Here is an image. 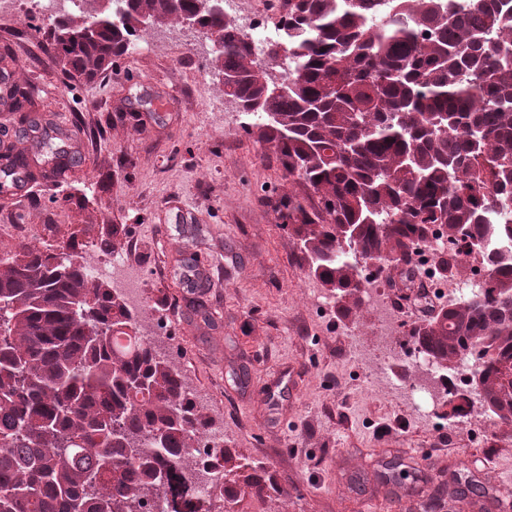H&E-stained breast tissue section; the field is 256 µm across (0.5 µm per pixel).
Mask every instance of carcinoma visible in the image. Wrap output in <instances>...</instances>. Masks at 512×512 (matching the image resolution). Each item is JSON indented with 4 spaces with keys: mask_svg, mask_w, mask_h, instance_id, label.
Returning <instances> with one entry per match:
<instances>
[{
    "mask_svg": "<svg viewBox=\"0 0 512 512\" xmlns=\"http://www.w3.org/2000/svg\"><path fill=\"white\" fill-rule=\"evenodd\" d=\"M127 2L117 17L54 20L50 52L65 76L112 67L142 15L162 26L195 9ZM198 23L220 36L224 95L317 197H288L285 218L336 298L361 301L369 260L390 285L396 274L413 286L433 224L446 233L437 263L448 285L467 258L484 265L477 287L428 304L408 336L440 373L471 362L481 414L512 425V263L498 260L512 249V0H288L283 35L261 52L222 12ZM31 97L0 89L13 111ZM57 130L29 120L38 157L6 155L0 179L72 161ZM75 249L71 238L57 253L0 254V512H212L209 486L221 481L224 512H245L246 497L277 491L266 466L224 447L207 450L201 478L194 448L212 419Z\"/></svg>",
    "mask_w": 512,
    "mask_h": 512,
    "instance_id": "cac0c4a2",
    "label": "carcinoma"
}]
</instances>
